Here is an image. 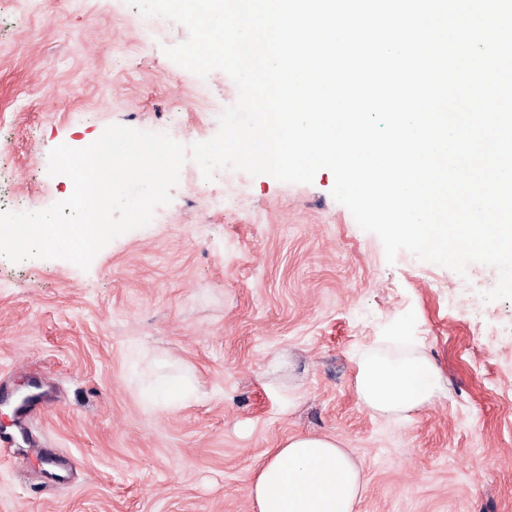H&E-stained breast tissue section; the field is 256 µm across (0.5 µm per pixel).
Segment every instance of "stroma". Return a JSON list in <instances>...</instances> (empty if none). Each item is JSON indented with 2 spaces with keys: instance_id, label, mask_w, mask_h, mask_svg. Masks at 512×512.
Segmentation results:
<instances>
[{
  "instance_id": "stroma-1",
  "label": "stroma",
  "mask_w": 512,
  "mask_h": 512,
  "mask_svg": "<svg viewBox=\"0 0 512 512\" xmlns=\"http://www.w3.org/2000/svg\"><path fill=\"white\" fill-rule=\"evenodd\" d=\"M126 0H0V188L53 205L71 181L50 150L111 124L201 139L238 91L219 70L177 71L186 27L133 26ZM130 53L113 54V42ZM312 183L186 161L154 222L88 270L0 257V386L37 378L50 399L32 430L47 455L0 450V512H253L250 472L295 435L335 438L363 467L355 512H512V300L484 301L497 272L465 274L400 252ZM412 337L442 395L406 418L355 392L356 354ZM195 398L164 407L160 377Z\"/></svg>"
}]
</instances>
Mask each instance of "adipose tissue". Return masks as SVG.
Returning <instances> with one entry per match:
<instances>
[{"label":"adipose tissue","mask_w":512,"mask_h":512,"mask_svg":"<svg viewBox=\"0 0 512 512\" xmlns=\"http://www.w3.org/2000/svg\"><path fill=\"white\" fill-rule=\"evenodd\" d=\"M404 357L377 348L360 351L355 391L371 410L407 414L431 403L441 390L437 365L404 336ZM362 489L360 465L332 438H289L253 471L250 492L255 512H354Z\"/></svg>","instance_id":"ef3b65f1"}]
</instances>
